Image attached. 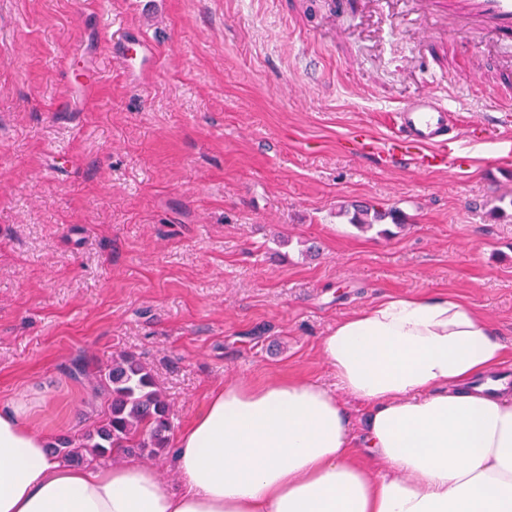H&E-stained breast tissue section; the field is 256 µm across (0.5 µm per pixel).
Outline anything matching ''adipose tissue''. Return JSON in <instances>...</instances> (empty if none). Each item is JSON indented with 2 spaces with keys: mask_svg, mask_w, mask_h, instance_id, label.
<instances>
[{
  "mask_svg": "<svg viewBox=\"0 0 512 512\" xmlns=\"http://www.w3.org/2000/svg\"><path fill=\"white\" fill-rule=\"evenodd\" d=\"M511 351L457 296L378 299L321 342L335 389L213 390L177 436L176 490L122 458L60 462L17 401L0 412V512H512V387L477 385Z\"/></svg>",
  "mask_w": 512,
  "mask_h": 512,
  "instance_id": "obj_1",
  "label": "adipose tissue"
}]
</instances>
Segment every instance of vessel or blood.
<instances>
[{
    "mask_svg": "<svg viewBox=\"0 0 512 512\" xmlns=\"http://www.w3.org/2000/svg\"><path fill=\"white\" fill-rule=\"evenodd\" d=\"M402 19L418 24L432 35L448 30L469 40L500 44L498 58L512 83V0H401ZM126 65L145 72L157 68L158 58L140 38L118 36ZM448 76L429 72L427 90L404 101L393 113L394 130L383 140L370 138L368 148L385 162L422 171L449 168L467 144L448 133V101L439 88Z\"/></svg>",
    "mask_w": 512,
    "mask_h": 512,
    "instance_id": "b4317fda",
    "label": "vessel or blood"
}]
</instances>
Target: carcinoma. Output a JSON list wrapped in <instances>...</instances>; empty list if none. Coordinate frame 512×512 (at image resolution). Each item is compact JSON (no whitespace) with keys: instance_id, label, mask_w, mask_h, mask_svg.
Returning a JSON list of instances; mask_svg holds the SVG:
<instances>
[{"instance_id":"obj_1","label":"carcinoma","mask_w":512,"mask_h":512,"mask_svg":"<svg viewBox=\"0 0 512 512\" xmlns=\"http://www.w3.org/2000/svg\"><path fill=\"white\" fill-rule=\"evenodd\" d=\"M387 218L397 221L392 212L359 206L351 224L371 231ZM95 381L107 399L108 413L79 442L63 437L49 444L51 454L64 463L79 465L86 454L95 460L105 459L112 456L114 448L134 457H153L170 447L171 404L150 369L135 356L121 353L97 372Z\"/></svg>"}]
</instances>
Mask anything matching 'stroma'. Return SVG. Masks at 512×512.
Returning a JSON list of instances; mask_svg holds the SVG:
<instances>
[{"mask_svg": "<svg viewBox=\"0 0 512 512\" xmlns=\"http://www.w3.org/2000/svg\"><path fill=\"white\" fill-rule=\"evenodd\" d=\"M326 0H0V410L92 430L113 354L152 370L182 428L227 381L335 386L320 343L389 294L453 293L512 346V159L491 46L427 42L395 11ZM144 37L128 72L107 28ZM95 70L82 91L75 72ZM452 73V168L380 166L356 140ZM396 212L391 235L350 222ZM391 218L394 225L397 227L398 224L397 217L393 212H382V211H374L371 216V210L367 207H356L354 213L351 217V224L355 227L363 230V231H371L375 228V226H381L386 224H378L384 221L386 218Z\"/></svg>", "mask_w": 512, "mask_h": 512, "instance_id": "1", "label": "stroma"}]
</instances>
